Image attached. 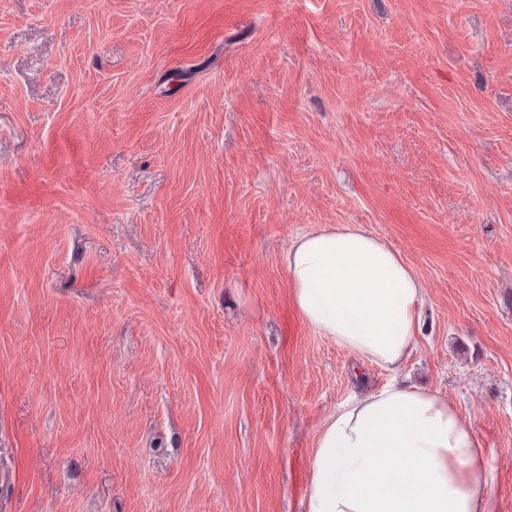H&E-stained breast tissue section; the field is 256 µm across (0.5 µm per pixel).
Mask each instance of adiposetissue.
Listing matches in <instances>:
<instances>
[{"mask_svg":"<svg viewBox=\"0 0 512 512\" xmlns=\"http://www.w3.org/2000/svg\"><path fill=\"white\" fill-rule=\"evenodd\" d=\"M291 300L321 335L397 371L413 351L426 290L383 239L321 227L283 256ZM304 512H494L493 472L469 422L438 392L390 383L344 402L310 458Z\"/></svg>","mask_w":512,"mask_h":512,"instance_id":"1","label":"adipose tissue"}]
</instances>
